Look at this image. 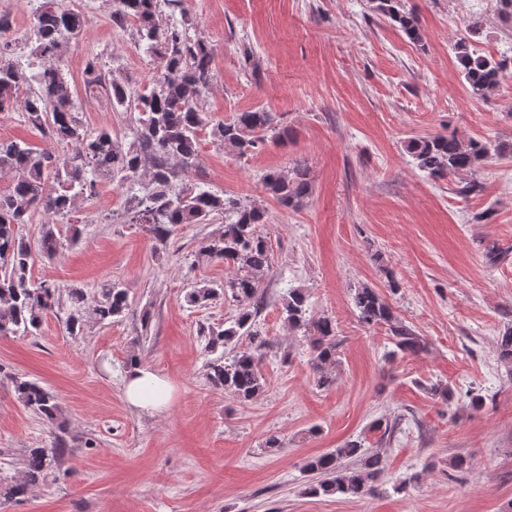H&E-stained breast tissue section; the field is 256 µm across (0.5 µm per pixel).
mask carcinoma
<instances>
[{
	"label": "carcinoma",
	"instance_id": "1",
	"mask_svg": "<svg viewBox=\"0 0 512 512\" xmlns=\"http://www.w3.org/2000/svg\"><path fill=\"white\" fill-rule=\"evenodd\" d=\"M371 2L378 14L397 23L410 40L422 41L419 18L406 8L405 0ZM183 5L184 0H112V23L119 28L134 26L138 41L155 64L151 79L140 87L130 79L114 77L105 86L113 110L135 113L134 141L126 147L109 128L88 129L63 74L66 44L84 25L80 12L65 0H43L32 27L35 54L41 59V69L33 76L11 58L12 43L0 42V111L20 105L33 128L54 145L66 148L59 153L35 149L23 140L0 139V175H14L10 189L0 192V335H35L44 316L58 304L55 287L32 282V251L17 236L18 225L31 223L38 214L49 217L42 225L38 247L51 259L62 245L57 220L72 214L79 200L95 196L102 180H115L126 189L129 223L143 225L156 243L166 242L182 224L221 221V230L201 240L196 258L199 263L219 260L233 274L222 285L192 289L185 302L201 307L229 293L249 306L227 327L202 324L198 328L205 351L213 355L206 364L208 383L246 403L259 397L266 384L262 371L266 340L252 330V310L262 305L261 288L271 269L268 241L258 231L259 225L268 222L267 210L259 202L219 194L202 185L187 188L182 180L185 172L197 166L198 131L211 127L217 146L244 158L269 140L286 143L288 127L263 108L237 112L228 122L207 120L200 98L214 78L213 49L190 36L187 29L160 21L167 10L185 15ZM455 50L461 75L477 96L492 92L503 72L512 68V54L481 55L464 40L456 43ZM407 150L418 169L435 179L470 172L505 152L503 145L489 139L464 140L444 133L412 139ZM262 184L267 195L293 211L306 205L311 189L308 169L301 163L289 171L266 170ZM68 298L66 326L70 334L77 335L83 327L88 295L82 288H71ZM352 301L362 323L388 326L393 344L389 357L416 356L426 349L424 339L395 316L377 289L362 283L353 288ZM128 307L129 290L117 283L104 286L93 297V310L101 321L121 316ZM282 314L308 343L316 385L332 386L340 346L334 322L312 314L302 288L287 289ZM242 339L247 345L226 356L228 345ZM495 351L497 359L511 368L512 323L497 336ZM13 387L24 407L56 423L59 405L48 389L20 377L13 378ZM67 447L64 435L58 434L49 448L25 449L21 478L1 486L0 498L17 499L44 481ZM304 469L321 476L307 486L306 495L339 494L355 499L374 493L385 462L379 450L348 441L309 457Z\"/></svg>",
	"mask_w": 512,
	"mask_h": 512
}]
</instances>
